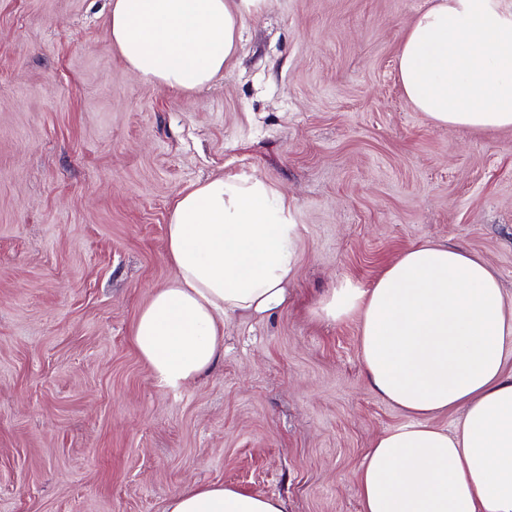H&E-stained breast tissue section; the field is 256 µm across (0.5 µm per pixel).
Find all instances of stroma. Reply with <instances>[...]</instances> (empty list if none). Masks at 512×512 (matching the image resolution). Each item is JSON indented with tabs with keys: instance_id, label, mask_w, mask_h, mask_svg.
I'll return each mask as SVG.
<instances>
[{
	"instance_id": "35a3bbf8",
	"label": "stroma",
	"mask_w": 512,
	"mask_h": 512,
	"mask_svg": "<svg viewBox=\"0 0 512 512\" xmlns=\"http://www.w3.org/2000/svg\"><path fill=\"white\" fill-rule=\"evenodd\" d=\"M428 5L268 0L186 94L129 72L110 0H0V512H165L207 483L361 512L363 456L408 418L367 383L357 320L320 302L425 241L512 298V128L433 124L399 83ZM242 173L295 205L288 303L226 318L211 370L161 386L132 331L175 274L170 204Z\"/></svg>"
}]
</instances>
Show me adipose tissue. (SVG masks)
<instances>
[{
	"label": "adipose tissue",
	"instance_id": "obj_1",
	"mask_svg": "<svg viewBox=\"0 0 512 512\" xmlns=\"http://www.w3.org/2000/svg\"><path fill=\"white\" fill-rule=\"evenodd\" d=\"M268 0H112L109 37L141 81L193 92L222 75L243 22ZM398 79L434 124L512 127V11L502 0H430L404 28ZM294 206L245 174L194 184L170 207L174 279L135 320L133 344L165 387L197 381L224 352V320L288 302L297 261ZM318 314L359 322L370 386L409 418L368 448L361 512H512V301L480 256L422 242L372 287L339 288ZM459 409L454 430L433 425ZM165 512H285L274 496L220 483L174 494Z\"/></svg>",
	"mask_w": 512,
	"mask_h": 512
}]
</instances>
